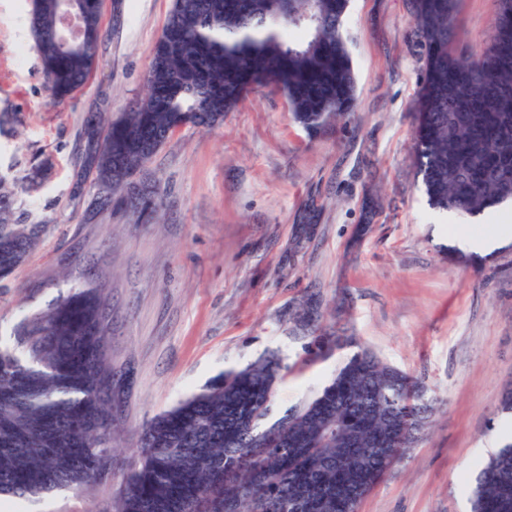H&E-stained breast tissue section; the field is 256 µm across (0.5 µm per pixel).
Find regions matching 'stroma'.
I'll list each match as a JSON object with an SVG mask.
<instances>
[{
    "label": "stroma",
    "instance_id": "stroma-1",
    "mask_svg": "<svg viewBox=\"0 0 512 512\" xmlns=\"http://www.w3.org/2000/svg\"><path fill=\"white\" fill-rule=\"evenodd\" d=\"M171 0H103L99 65L67 103L50 101L25 0H0V177L14 217L45 232L0 282V339L96 277L109 303L112 479L80 498L56 491L22 512H101L133 462L143 424L216 376L268 352L288 366L272 417L314 398L356 345L424 382L426 429L358 512H470L464 476L508 437L499 413L512 381V238L471 262L463 237L512 227V209L478 218L432 209L412 148L422 49L409 0H350L345 39L359 94L348 120L318 133L259 86L223 123L186 127L138 184L156 220L99 211L82 163L98 114L143 93ZM496 0H461L453 47L494 35ZM46 180L27 189L39 164ZM324 334L347 344L315 348Z\"/></svg>",
    "mask_w": 512,
    "mask_h": 512
}]
</instances>
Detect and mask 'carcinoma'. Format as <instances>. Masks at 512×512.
<instances>
[{
	"label": "carcinoma",
	"mask_w": 512,
	"mask_h": 512,
	"mask_svg": "<svg viewBox=\"0 0 512 512\" xmlns=\"http://www.w3.org/2000/svg\"><path fill=\"white\" fill-rule=\"evenodd\" d=\"M78 45L60 39L61 0H30L29 24L52 98L85 83L107 36L102 0H75ZM349 0H172L129 111L104 120L89 154L96 200L155 218L127 185L184 126L211 128L260 85L279 89L293 120L317 133L354 110L343 35ZM458 0H410L425 48L414 152L431 208L476 218L512 204V0H498L492 41L463 59L450 47ZM0 179V279L21 266L44 225L12 220ZM88 284L24 319L0 343V495L21 503L79 495L112 471L111 332ZM270 353L228 370L142 430L137 461L104 512H357L406 455L431 405L420 383L360 347L310 402L268 424L284 379ZM471 512H512V438L466 480Z\"/></svg>",
	"instance_id": "obj_1"
}]
</instances>
